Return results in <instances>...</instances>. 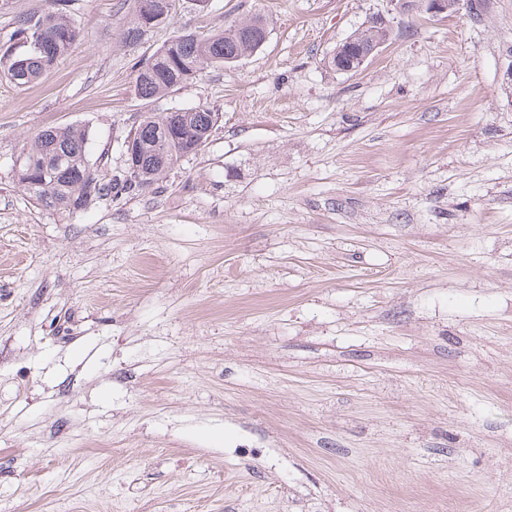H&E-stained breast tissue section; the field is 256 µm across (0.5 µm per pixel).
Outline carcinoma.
Listing matches in <instances>:
<instances>
[{
	"mask_svg": "<svg viewBox=\"0 0 512 512\" xmlns=\"http://www.w3.org/2000/svg\"><path fill=\"white\" fill-rule=\"evenodd\" d=\"M18 20L13 47L0 57L10 81L23 87L39 80L78 41L62 5ZM266 19L259 14L239 20L204 38L177 31L160 50L142 65L136 89L143 97L168 91L196 76L207 66H224L258 50L266 39ZM353 41L368 46L383 38L372 25L356 30ZM212 124L206 107L175 112L173 131L166 134L161 119L145 117L138 126L142 149L138 155L136 183L111 179L101 182L90 164L88 131L74 127L42 130L34 136L29 151L19 164L17 178L27 194L40 205L73 215L103 196L133 195L156 183L179 160L200 151L198 144Z\"/></svg>",
	"mask_w": 512,
	"mask_h": 512,
	"instance_id": "carcinoma-1",
	"label": "carcinoma"
}]
</instances>
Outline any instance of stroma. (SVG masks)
I'll return each mask as SVG.
<instances>
[{"label": "stroma", "mask_w": 512, "mask_h": 512, "mask_svg": "<svg viewBox=\"0 0 512 512\" xmlns=\"http://www.w3.org/2000/svg\"><path fill=\"white\" fill-rule=\"evenodd\" d=\"M176 4L133 41V0H69L68 55L0 77V512H512V0ZM253 13L257 52L138 95L175 31ZM199 106L207 145L137 194L18 184L41 130L110 178ZM370 24L378 28H381L384 31H387L390 26L389 20L382 16L372 18ZM372 25H368L362 29L356 30L348 38H353V41L355 42L356 45L365 47L369 46L374 42H378L383 38L384 34H382V31L380 29H377ZM384 38H387V34L384 36ZM386 41L378 43L371 51L364 52L352 43L346 41L338 50L335 60V50L330 57L329 63L338 64L337 70L344 73H355L362 69L365 62L369 59L371 54L383 47Z\"/></svg>", "instance_id": "stroma-1"}]
</instances>
